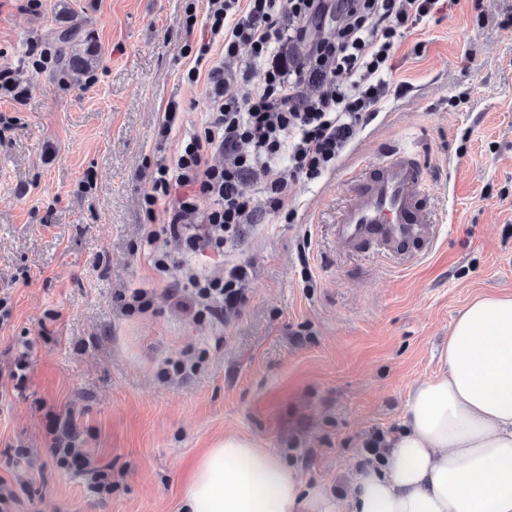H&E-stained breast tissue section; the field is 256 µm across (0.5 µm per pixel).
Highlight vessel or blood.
I'll use <instances>...</instances> for the list:
<instances>
[{
	"mask_svg": "<svg viewBox=\"0 0 512 512\" xmlns=\"http://www.w3.org/2000/svg\"><path fill=\"white\" fill-rule=\"evenodd\" d=\"M352 201L336 226L346 250L376 246L385 259L411 260L429 252L437 237L430 190L413 152L392 154L376 166L373 177L351 182Z\"/></svg>",
	"mask_w": 512,
	"mask_h": 512,
	"instance_id": "b4317fda",
	"label": "vessel or blood"
}]
</instances>
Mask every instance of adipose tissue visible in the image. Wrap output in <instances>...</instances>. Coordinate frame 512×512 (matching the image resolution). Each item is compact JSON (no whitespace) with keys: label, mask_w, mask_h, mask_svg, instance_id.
<instances>
[{"label":"adipose tissue","mask_w":512,"mask_h":512,"mask_svg":"<svg viewBox=\"0 0 512 512\" xmlns=\"http://www.w3.org/2000/svg\"><path fill=\"white\" fill-rule=\"evenodd\" d=\"M445 369L411 393L404 428L357 469L336 512H512V296L456 317ZM322 492L256 440L228 435L199 457L180 512H322Z\"/></svg>","instance_id":"1"}]
</instances>
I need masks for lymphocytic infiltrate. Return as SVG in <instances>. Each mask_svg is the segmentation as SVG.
I'll list each match as a JSON object with an SVG mask.
<instances>
[{"instance_id": "obj_1", "label": "lymphocytic infiltrate", "mask_w": 512, "mask_h": 512, "mask_svg": "<svg viewBox=\"0 0 512 512\" xmlns=\"http://www.w3.org/2000/svg\"><path fill=\"white\" fill-rule=\"evenodd\" d=\"M448 0H206L203 36L186 71L204 84L210 122L177 134V105L159 127L176 138L160 157L144 195L163 213L164 231L188 251L223 250L264 211L291 219L292 187L333 170L388 96L399 40L447 7ZM248 86L246 96L235 86ZM223 154V166L212 159ZM286 168H278L280 159ZM170 288L177 308L218 321L247 299L249 271L233 264L207 276L186 269ZM59 466L86 476L100 496L112 474L79 447L72 420L55 419Z\"/></svg>"}]
</instances>
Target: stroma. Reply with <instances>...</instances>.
Segmentation results:
<instances>
[{"label": "stroma", "mask_w": 512, "mask_h": 512, "mask_svg": "<svg viewBox=\"0 0 512 512\" xmlns=\"http://www.w3.org/2000/svg\"><path fill=\"white\" fill-rule=\"evenodd\" d=\"M0 0V481L20 512H179L188 470L224 435L256 440L335 505L374 434L402 428L412 389L441 368L459 312L512 295V0H458L396 55V94L333 172L294 187L293 221L266 214L223 257L159 235L143 196L171 142L159 120L178 104L205 118L206 91L182 79L203 0ZM94 45L72 78L56 56ZM411 149L441 226L433 250L400 265L343 252L336 221L354 177ZM166 251L205 274L252 271L242 311L223 324L174 307L145 259ZM153 293L124 315L115 296ZM206 353L195 376L162 381L164 361ZM23 383L9 377L19 356ZM74 415L83 447L112 469V494L60 469L50 417ZM28 449L27 457L17 449ZM64 36L58 40V57L62 60L65 71L72 77L79 78L92 70L99 61L97 51L87 47L84 55L69 53V41Z\"/></svg>", "instance_id": "stroma-1"}]
</instances>
